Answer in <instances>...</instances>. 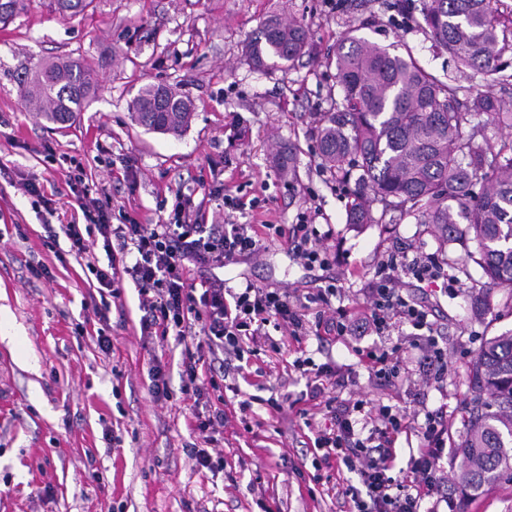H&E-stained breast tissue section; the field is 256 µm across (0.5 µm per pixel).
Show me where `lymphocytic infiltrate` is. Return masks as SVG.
<instances>
[{"label": "lymphocytic infiltrate", "mask_w": 512, "mask_h": 512, "mask_svg": "<svg viewBox=\"0 0 512 512\" xmlns=\"http://www.w3.org/2000/svg\"><path fill=\"white\" fill-rule=\"evenodd\" d=\"M81 221H70L60 227L45 225L48 239L65 237L69 253L96 278L99 303L94 306L98 317H105L113 299L119 298L122 275H130L140 301L142 335L160 340L174 339L185 345L196 339L195 349H186L181 364L180 390L193 406H206L204 419L196 428L203 433V447L191 450L198 468L219 474L224 470L223 457L208 450L213 435L224 427V406L208 400L210 390L219 389L231 360L242 359L243 345L267 337L269 328L286 329L298 336L303 327L299 314L305 304L328 301L325 289L317 288L306 295H294L246 285L229 291L223 280L212 277L213 269L223 267L237 256L254 253L260 248V230L254 224H209L193 199L177 192L176 203L165 223L143 224L129 220L125 224L112 221L108 199L91 196L81 175L69 179ZM98 233L109 258L107 266L87 241L88 234ZM131 257L132 262L117 268V256ZM411 275L417 283L430 285L443 276L434 257L419 253L410 262L390 254L384 258L369 290V301L361 318L350 311L337 309L331 320L337 335L349 331L383 334L403 325L411 326L413 336L407 345L390 349L363 348L360 360L371 377L381 386L398 387L406 372L410 351H418L419 371L444 376L448 356L437 336L431 334L427 305L403 294L401 274ZM222 352L223 364L205 358L206 353ZM294 368L304 377L311 399H322L327 425L315 426L314 447L318 461L325 466L342 465L356 473L357 484L343 487L340 494L353 504V512H423L426 502L448 499V488L440 477L447 442V429L434 416H426L420 426L421 445L411 454L405 468L395 469V442L406 427L405 411L389 405H368L366 400H339L326 396L324 384L342 385L341 368L315 363L313 358L299 357ZM371 415L374 426L358 430V416ZM398 477H391V470Z\"/></svg>", "instance_id": "lymphocytic-infiltrate-1"}]
</instances>
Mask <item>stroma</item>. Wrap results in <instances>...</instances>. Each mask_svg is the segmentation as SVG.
Returning a JSON list of instances; mask_svg holds the SVG:
<instances>
[{"label": "stroma", "instance_id": "1", "mask_svg": "<svg viewBox=\"0 0 512 512\" xmlns=\"http://www.w3.org/2000/svg\"><path fill=\"white\" fill-rule=\"evenodd\" d=\"M396 0H93L83 15L63 18L43 0L0 28V512H349L337 495L355 481L345 467L313 465V433L324 415L307 396L293 361L313 357L342 368L346 381L327 385L338 399L362 398L407 415L432 412L448 429V449L464 430L472 366L484 342L512 331V307L489 288L481 268L450 245L444 272L453 285L431 288L434 328L448 349L443 380L412 375L396 389L377 386L355 352L354 338L317 330L322 306L308 310L306 336L274 332L276 346L254 344L240 370L224 379V431L213 451L224 472L195 466V421L180 393L181 350L175 342L144 340L139 300L130 276L106 320L89 317L84 298L94 275L73 257L58 259L44 225L64 224L77 210L67 194L69 171L81 170L93 196H108L112 221L164 223L175 194L192 192L208 223L264 224L256 254L217 269L226 287L307 290L337 280L332 306L358 310L368 302L374 271L386 255L412 260L439 254L429 225L374 204L375 224L347 221L348 189L323 168L315 129L340 95L329 58L349 29L383 46L407 45L439 77L454 63L436 48L413 14ZM305 24L310 51L293 64L256 68L246 47L270 14ZM82 60L100 89L72 125L36 118L21 84L36 66L57 58ZM147 84L176 87L193 103L181 135L135 124L129 105ZM295 176H288V167ZM37 177L47 193L61 192L49 214L19 182ZM223 186L222 196L210 190ZM240 209L224 205L225 197ZM307 216L324 239L329 266L309 272L290 238ZM43 263L52 279H37ZM112 339L110 354L96 345ZM158 357L172 397L154 401L148 369ZM259 395L248 411L240 401ZM279 400L280 409L266 405ZM111 430L115 442L105 441ZM439 512H512V479Z\"/></svg>", "mask_w": 512, "mask_h": 512}]
</instances>
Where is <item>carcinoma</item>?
<instances>
[{
    "mask_svg": "<svg viewBox=\"0 0 512 512\" xmlns=\"http://www.w3.org/2000/svg\"><path fill=\"white\" fill-rule=\"evenodd\" d=\"M26 2L0 0V23L12 21ZM92 2L46 0V6L72 18ZM498 2L425 3L423 20L432 39L460 73L472 70L498 80L506 50ZM308 48L301 22L271 15L247 54L254 66L264 67L268 58L294 62ZM332 63L342 99L319 119L316 138L322 164L343 184H354L348 223H378L373 205L380 202L431 225L444 255L450 244L475 241V263L512 306V140L493 141L495 131L512 129V108L490 91L463 102L459 80L443 81L411 52L351 30L336 43ZM96 90L87 67L58 61L29 73L21 94L37 117L63 126L76 120ZM131 112L136 124L179 136L191 123L193 105L167 86L147 85ZM473 376L467 428L456 448L465 498L501 477L512 479V331L485 342Z\"/></svg>",
    "mask_w": 512,
    "mask_h": 512,
    "instance_id": "1",
    "label": "carcinoma"
}]
</instances>
